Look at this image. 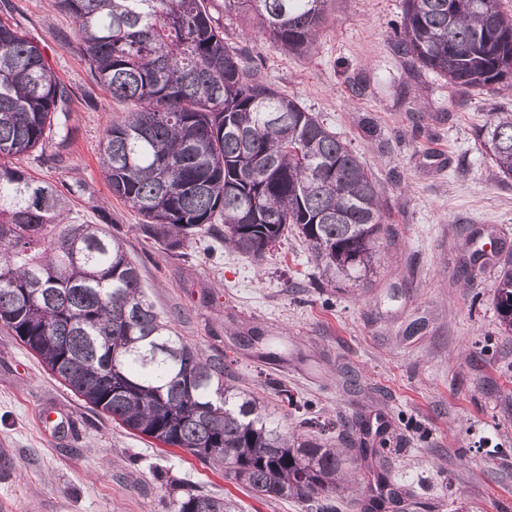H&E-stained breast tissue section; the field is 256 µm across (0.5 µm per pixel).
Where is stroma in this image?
I'll use <instances>...</instances> for the list:
<instances>
[{
  "mask_svg": "<svg viewBox=\"0 0 512 512\" xmlns=\"http://www.w3.org/2000/svg\"><path fill=\"white\" fill-rule=\"evenodd\" d=\"M404 6L328 0L316 42L294 54L211 0L259 77L318 115L377 181L384 224L367 277L327 282L292 230L260 260L215 229L177 255L143 235L101 172L108 121L129 106L97 83L58 0H0V21L38 44L71 100L68 138L18 164L67 197L72 222L122 243L156 311L223 359L281 430L343 450L350 480L337 512H361L380 475L408 492L388 512H512V334L494 303L499 259L512 254V179L478 137L512 95L410 68L393 41ZM186 493L232 499L236 512L320 504L256 497L124 428L0 327V512H173Z\"/></svg>",
  "mask_w": 512,
  "mask_h": 512,
  "instance_id": "obj_1",
  "label": "stroma"
}]
</instances>
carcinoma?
Here are the masks:
<instances>
[{"instance_id":"cac0c4a2","label":"carcinoma","mask_w":512,"mask_h":512,"mask_svg":"<svg viewBox=\"0 0 512 512\" xmlns=\"http://www.w3.org/2000/svg\"><path fill=\"white\" fill-rule=\"evenodd\" d=\"M327 0H224L285 52L308 51ZM99 84L132 105L105 130L101 169L140 232L176 250L215 221L224 244L261 257L293 226L324 271L360 278L382 231L380 189L317 116L257 77L225 42L207 0H58ZM397 53L448 83L512 89V15L500 0H405ZM70 104L40 48L0 21V325L92 408L125 428L224 467L257 496L340 489V451L281 432L158 314L123 245L67 222V201L10 159L67 137ZM512 178V112L479 132ZM494 303L512 333V258ZM175 512H236L189 493Z\"/></svg>"}]
</instances>
